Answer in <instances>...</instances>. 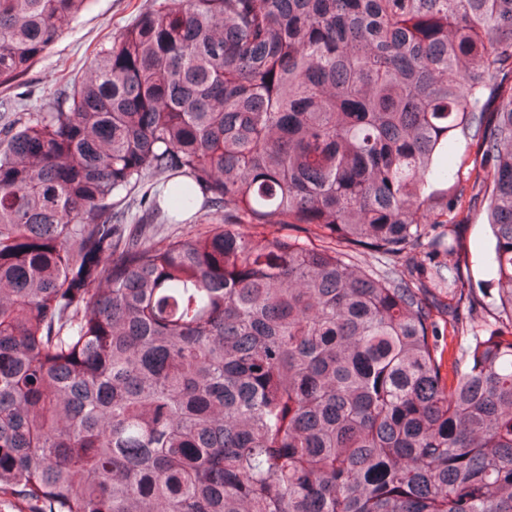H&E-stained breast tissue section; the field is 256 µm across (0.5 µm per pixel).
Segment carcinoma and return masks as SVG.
Instances as JSON below:
<instances>
[{
    "label": "carcinoma",
    "instance_id": "cac0c4a2",
    "mask_svg": "<svg viewBox=\"0 0 512 512\" xmlns=\"http://www.w3.org/2000/svg\"><path fill=\"white\" fill-rule=\"evenodd\" d=\"M88 6L0 0V87ZM507 71L512 0H153L53 101L3 103L0 500L512 512ZM459 136L493 328L450 229ZM468 143L464 139H460L448 150V171L457 170L460 157L467 159V167L465 166L462 169L464 172H466L467 168L471 169L474 164L479 166L481 162L480 155H477L475 147L469 146Z\"/></svg>",
    "mask_w": 512,
    "mask_h": 512
}]
</instances>
